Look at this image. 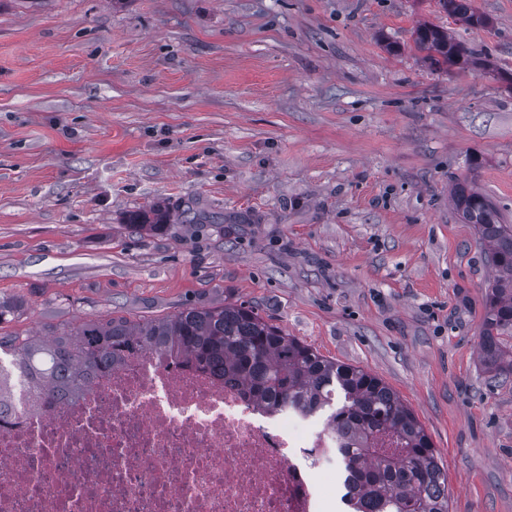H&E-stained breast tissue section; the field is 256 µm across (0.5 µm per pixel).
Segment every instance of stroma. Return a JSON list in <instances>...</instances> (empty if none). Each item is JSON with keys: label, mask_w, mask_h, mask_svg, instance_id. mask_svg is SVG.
I'll list each match as a JSON object with an SVG mask.
<instances>
[{"label": "stroma", "mask_w": 512, "mask_h": 512, "mask_svg": "<svg viewBox=\"0 0 512 512\" xmlns=\"http://www.w3.org/2000/svg\"><path fill=\"white\" fill-rule=\"evenodd\" d=\"M472 4L487 27L436 0H0V330L249 305L400 396L450 512H512L492 272L451 201L472 181L512 224V0ZM421 22L480 64L430 67ZM173 213L184 215V212H180L178 210L158 209L152 213V218L146 215L135 214L131 217L130 224H134L136 227L140 228L155 230L172 222L170 217L173 215Z\"/></svg>", "instance_id": "1"}]
</instances>
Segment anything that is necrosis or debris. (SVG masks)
<instances>
[{
	"instance_id": "4bbe7bcc",
	"label": "necrosis or debris",
	"mask_w": 512,
	"mask_h": 512,
	"mask_svg": "<svg viewBox=\"0 0 512 512\" xmlns=\"http://www.w3.org/2000/svg\"><path fill=\"white\" fill-rule=\"evenodd\" d=\"M326 433L218 373L143 350L44 403L0 399V512H324Z\"/></svg>"
}]
</instances>
